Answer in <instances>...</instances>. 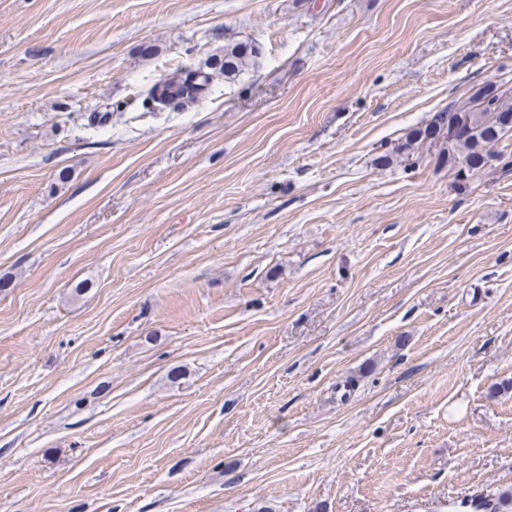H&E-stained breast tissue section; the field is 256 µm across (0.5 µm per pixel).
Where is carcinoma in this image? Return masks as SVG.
Segmentation results:
<instances>
[{
  "label": "carcinoma",
  "mask_w": 512,
  "mask_h": 512,
  "mask_svg": "<svg viewBox=\"0 0 512 512\" xmlns=\"http://www.w3.org/2000/svg\"><path fill=\"white\" fill-rule=\"evenodd\" d=\"M255 48L247 43L229 41L224 55L214 56L206 67L181 66L152 85L148 100L166 111L171 107L195 104L211 94V83L218 74L228 81L236 80L256 63ZM512 120V102L497 89L484 86L470 96L467 104H453L446 112L437 113L429 126L415 132L427 139L441 129H455L446 138L448 163L457 167L458 175H467L488 158L487 147L512 131L506 120Z\"/></svg>",
  "instance_id": "cac0c4a2"
}]
</instances>
